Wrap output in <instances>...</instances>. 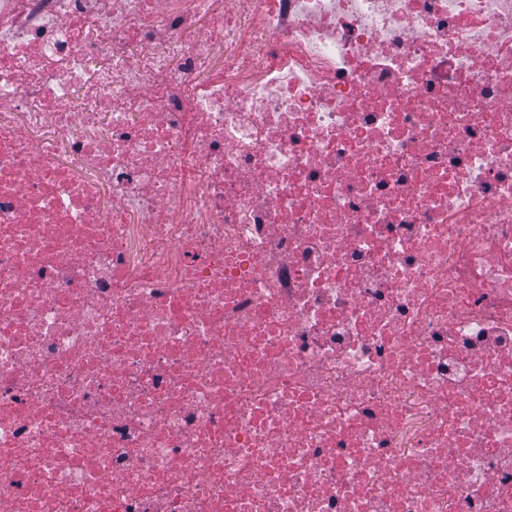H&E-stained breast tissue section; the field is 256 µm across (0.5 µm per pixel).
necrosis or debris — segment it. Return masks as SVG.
I'll return each instance as SVG.
<instances>
[{"mask_svg":"<svg viewBox=\"0 0 512 512\" xmlns=\"http://www.w3.org/2000/svg\"><path fill=\"white\" fill-rule=\"evenodd\" d=\"M0 512H512V0H0Z\"/></svg>","mask_w":512,"mask_h":512,"instance_id":"obj_1","label":"necrosis or debris"}]
</instances>
